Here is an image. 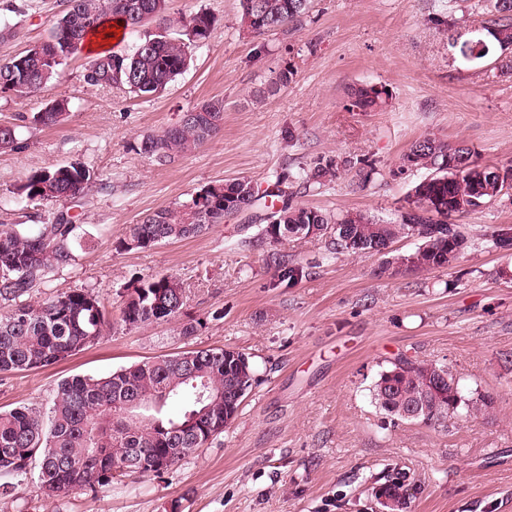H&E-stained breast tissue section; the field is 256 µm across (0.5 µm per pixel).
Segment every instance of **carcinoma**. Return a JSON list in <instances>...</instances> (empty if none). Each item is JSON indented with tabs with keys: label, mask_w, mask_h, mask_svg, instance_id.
Masks as SVG:
<instances>
[{
	"label": "carcinoma",
	"mask_w": 512,
	"mask_h": 512,
	"mask_svg": "<svg viewBox=\"0 0 512 512\" xmlns=\"http://www.w3.org/2000/svg\"><path fill=\"white\" fill-rule=\"evenodd\" d=\"M309 0H240L241 20L258 35L296 24L307 14ZM490 18L482 25L480 38L461 34L448 37L462 61L480 62L512 46V0H488ZM138 3L163 24V33L143 32L141 17L132 14ZM107 13H100V0H67V10L49 27L40 42L44 54L60 62L39 69L22 52L0 62V91L18 78L41 89L51 83L71 57L84 51L88 37H112L105 23L124 22L123 35L135 38L128 52L112 49L92 59L112 62L120 76L97 71L85 76L93 86L114 84L139 97L164 90L183 71L191 47L205 44L211 36L214 18L199 11L193 18L204 24L199 39L191 40L179 31L170 16V0H111ZM389 100L387 88L357 84L351 88L346 109L372 112ZM208 110L189 111L179 123L158 135L147 136L139 151L151 162L165 165L208 141L217 133L224 116V104L207 102ZM65 107L38 112L33 122L54 125ZM468 162L464 170H448V153ZM341 168L355 170L357 183L365 186L375 168L361 160L318 156L295 174L275 175L268 187L280 202L264 214H252L249 224L262 225L261 236L273 243L290 238L318 237L324 240L327 256L343 253L369 254L401 238L417 240L409 252L386 254L385 267L412 263V271L425 272L451 267L448 236L459 254L475 245L459 221L471 211L512 200V165L499 168L480 162L476 152L464 146H450L432 137L415 140L402 155L397 170L404 174L425 170L431 182L413 184L405 204L393 220H381L360 211L334 214L293 203L294 192L321 187L336 178ZM91 174L77 161L31 174L20 191L30 201H61L83 193ZM228 205L208 215L193 210L186 202L177 208L150 212L129 226L127 238L139 242L138 249L150 250L165 243L204 233L213 224L253 210L257 193L245 178L226 180L212 186ZM416 206L423 215L407 218L403 210ZM277 229L272 235L269 227ZM76 225L60 217L55 224H42L31 232L18 224H0V298L9 302L0 312V375L33 371L52 366L102 335L109 315L104 305L85 290L50 296L37 304L21 297L44 283L53 270L68 266L78 241ZM186 295L172 275H155L140 281L121 309L122 322L137 328L180 316ZM256 382L250 357L240 351L224 352L220 347L156 357L106 377L75 376L58 385L49 411L29 407L0 411V478H19L32 464L39 468L40 490L47 496L63 497L82 492L94 497L104 493L112 481L128 473L161 476L171 472L190 453L204 447L232 422ZM375 406L389 423H446L470 417L486 409L491 399L478 392L463 391L448 366L434 361L401 357L381 370L370 389ZM142 396L153 404L134 417L124 415L123 404ZM184 400L182 411L173 417L163 414L172 400ZM403 472L384 476L374 487L375 500L382 497L405 512L410 495Z\"/></svg>",
	"instance_id": "1"
}]
</instances>
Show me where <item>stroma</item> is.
I'll use <instances>...</instances> for the list:
<instances>
[{"label":"stroma","instance_id":"stroma-1","mask_svg":"<svg viewBox=\"0 0 512 512\" xmlns=\"http://www.w3.org/2000/svg\"><path fill=\"white\" fill-rule=\"evenodd\" d=\"M171 13L215 18L207 43L162 92L139 97L85 83L87 54L46 87L0 92V124L17 149L0 150V224H76L72 265L33 290L44 298L93 294L110 324L97 343L34 371L0 378V411L48 410L58 384L106 376L198 347L248 354L257 381L236 419L208 447L157 477H119L98 497H49L33 479L0 499V512H377L375 481L389 470L413 484L408 512H512V251H468L453 268L378 276V255L324 258L321 239L279 243L244 229L242 217L150 250H123L130 224L186 202L207 185L246 178L265 191L275 173L321 155L353 157L376 174L358 187L343 170L295 203L333 213L393 217L419 173L392 174L416 139L474 150L484 164L512 161V74L493 59L462 62L448 46L487 17V0H310L301 27L258 35L239 0H171ZM64 0H0V60L45 37ZM296 76L274 89L283 70ZM385 86L387 104L351 112L356 84ZM68 102L58 124L34 113ZM224 102L220 130L159 166L139 151L144 136L205 102ZM79 160L92 180L75 200L23 202L33 171ZM300 267L295 283L280 265ZM171 274L187 295L173 321L130 328L120 319L138 279ZM194 333L182 334L184 325ZM447 364L464 390L490 396L477 417L442 426L391 425L369 388L397 356Z\"/></svg>","mask_w":512,"mask_h":512}]
</instances>
